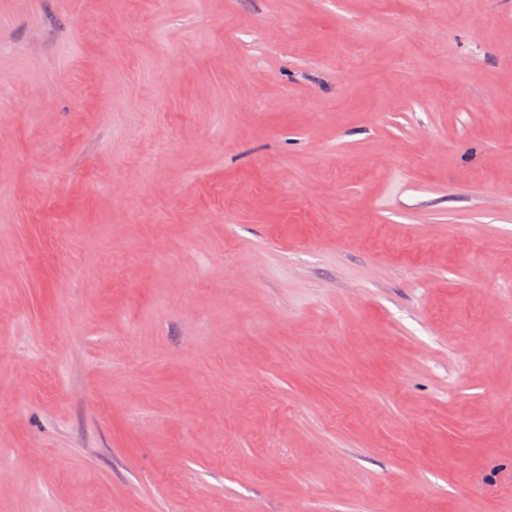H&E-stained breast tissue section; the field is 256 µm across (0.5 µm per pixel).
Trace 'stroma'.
Returning a JSON list of instances; mask_svg holds the SVG:
<instances>
[{
    "label": "stroma",
    "instance_id": "1",
    "mask_svg": "<svg viewBox=\"0 0 512 512\" xmlns=\"http://www.w3.org/2000/svg\"><path fill=\"white\" fill-rule=\"evenodd\" d=\"M0 512H512V0H0Z\"/></svg>",
    "mask_w": 512,
    "mask_h": 512
}]
</instances>
